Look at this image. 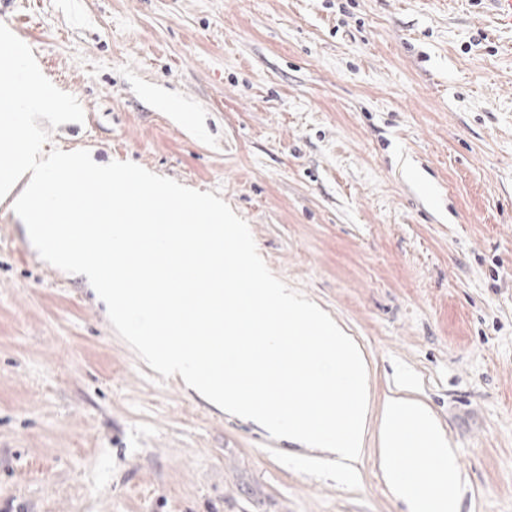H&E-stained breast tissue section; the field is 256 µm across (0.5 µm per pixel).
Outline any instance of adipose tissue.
Returning a JSON list of instances; mask_svg holds the SVG:
<instances>
[{"mask_svg":"<svg viewBox=\"0 0 512 512\" xmlns=\"http://www.w3.org/2000/svg\"><path fill=\"white\" fill-rule=\"evenodd\" d=\"M379 440L384 478L408 512H460L457 459L426 406L410 397L385 398Z\"/></svg>","mask_w":512,"mask_h":512,"instance_id":"adipose-tissue-1","label":"adipose tissue"}]
</instances>
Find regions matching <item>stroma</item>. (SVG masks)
Returning <instances> with one entry per match:
<instances>
[{
  "label": "stroma",
  "instance_id": "obj_1",
  "mask_svg": "<svg viewBox=\"0 0 512 512\" xmlns=\"http://www.w3.org/2000/svg\"><path fill=\"white\" fill-rule=\"evenodd\" d=\"M482 0H0L80 102L44 152L222 198L268 269L362 346L512 512V32ZM0 199V512H406L375 434L349 491L178 379Z\"/></svg>",
  "mask_w": 512,
  "mask_h": 512
}]
</instances>
